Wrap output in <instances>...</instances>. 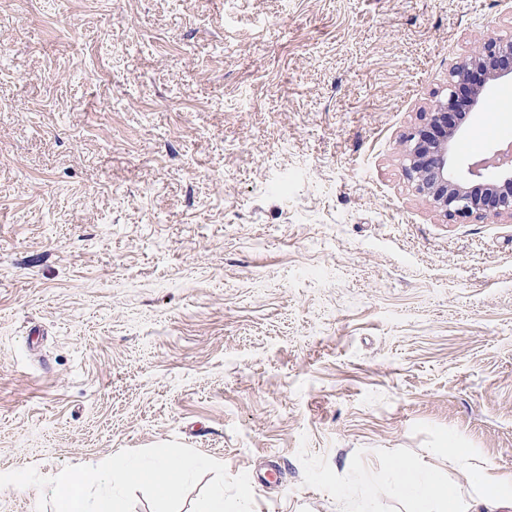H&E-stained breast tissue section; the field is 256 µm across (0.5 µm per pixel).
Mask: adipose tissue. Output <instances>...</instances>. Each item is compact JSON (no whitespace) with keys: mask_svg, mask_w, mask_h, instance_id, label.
I'll use <instances>...</instances> for the list:
<instances>
[{"mask_svg":"<svg viewBox=\"0 0 512 512\" xmlns=\"http://www.w3.org/2000/svg\"><path fill=\"white\" fill-rule=\"evenodd\" d=\"M450 454L466 469L469 483L479 488L478 496H465L437 470L407 459L378 474H354L350 481L356 491L352 512H378L380 499L390 496L406 499L408 512H512V476L495 473L490 467H470L468 449L454 448Z\"/></svg>","mask_w":512,"mask_h":512,"instance_id":"ef3b65f1","label":"adipose tissue"}]
</instances>
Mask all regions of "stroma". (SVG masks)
I'll use <instances>...</instances> for the list:
<instances>
[{
  "mask_svg": "<svg viewBox=\"0 0 512 512\" xmlns=\"http://www.w3.org/2000/svg\"><path fill=\"white\" fill-rule=\"evenodd\" d=\"M512 0H0V473L173 440L253 512L442 449L512 474V219L403 141ZM512 140V82L487 102ZM485 115L468 151L493 152Z\"/></svg>",
  "mask_w": 512,
  "mask_h": 512,
  "instance_id": "obj_1",
  "label": "stroma"
}]
</instances>
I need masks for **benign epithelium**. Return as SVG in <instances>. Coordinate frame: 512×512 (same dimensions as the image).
Returning a JSON list of instances; mask_svg holds the SVG:
<instances>
[{"label": "benign epithelium", "instance_id": "1", "mask_svg": "<svg viewBox=\"0 0 512 512\" xmlns=\"http://www.w3.org/2000/svg\"><path fill=\"white\" fill-rule=\"evenodd\" d=\"M512 79V35H491L448 71L446 94L424 122L406 135L404 170L415 191L445 216L460 223L488 217L512 218V167L493 181L471 186L450 171L452 152L462 130L459 105L487 102L493 81Z\"/></svg>", "mask_w": 512, "mask_h": 512}]
</instances>
